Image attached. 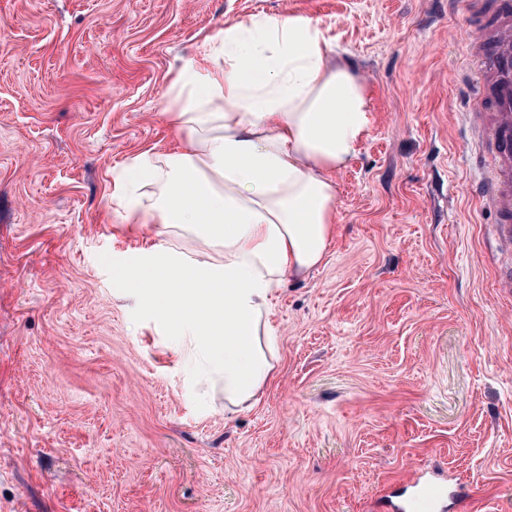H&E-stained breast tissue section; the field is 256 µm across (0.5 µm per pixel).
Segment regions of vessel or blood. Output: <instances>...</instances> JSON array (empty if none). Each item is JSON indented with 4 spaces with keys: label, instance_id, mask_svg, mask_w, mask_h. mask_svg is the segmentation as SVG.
<instances>
[{
    "label": "vessel or blood",
    "instance_id": "vessel-or-blood-1",
    "mask_svg": "<svg viewBox=\"0 0 512 512\" xmlns=\"http://www.w3.org/2000/svg\"><path fill=\"white\" fill-rule=\"evenodd\" d=\"M465 14L476 38L474 68L464 101L489 156L482 198L497 212L495 234L512 253V0H466ZM458 491L448 483L417 476L398 512H456Z\"/></svg>",
    "mask_w": 512,
    "mask_h": 512
}]
</instances>
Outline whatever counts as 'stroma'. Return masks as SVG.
<instances>
[{
  "mask_svg": "<svg viewBox=\"0 0 512 512\" xmlns=\"http://www.w3.org/2000/svg\"><path fill=\"white\" fill-rule=\"evenodd\" d=\"M318 21L370 97L324 262L275 293L276 377L234 407L115 276L190 236L114 173L226 19ZM456 0H0V512H388L416 472L512 512V292L462 113Z\"/></svg>",
  "mask_w": 512,
  "mask_h": 512,
  "instance_id": "obj_1",
  "label": "stroma"
}]
</instances>
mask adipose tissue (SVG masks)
<instances>
[{"mask_svg":"<svg viewBox=\"0 0 512 512\" xmlns=\"http://www.w3.org/2000/svg\"><path fill=\"white\" fill-rule=\"evenodd\" d=\"M207 45L168 84L164 110L181 143L120 168L127 223L181 231L206 251L157 244L117 275L241 406L274 377L271 298L324 261L336 175L357 157L371 112L363 79L331 62L312 19H228Z\"/></svg>","mask_w":512,"mask_h":512,"instance_id":"obj_1","label":"adipose tissue"}]
</instances>
